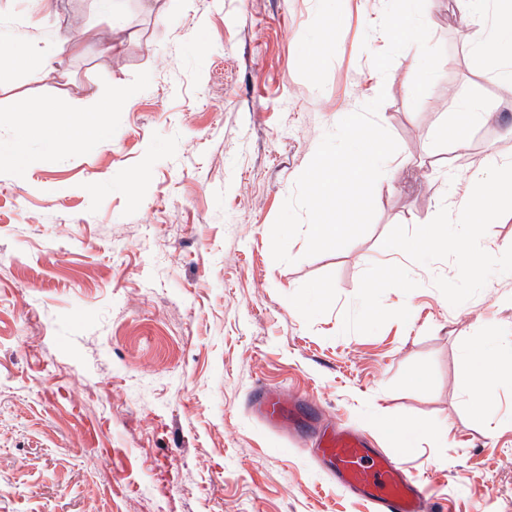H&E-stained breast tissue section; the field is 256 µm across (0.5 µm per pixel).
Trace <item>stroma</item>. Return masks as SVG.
Segmentation results:
<instances>
[{
	"instance_id": "35a3bbf8",
	"label": "stroma",
	"mask_w": 512,
	"mask_h": 512,
	"mask_svg": "<svg viewBox=\"0 0 512 512\" xmlns=\"http://www.w3.org/2000/svg\"><path fill=\"white\" fill-rule=\"evenodd\" d=\"M63 3L62 21L26 28L36 0H0V143L26 101L88 114L141 93L100 146L35 138L33 170L0 159V512H369L302 450L323 425L426 478L444 512H512V383L482 425L463 362L512 345V275L459 278L454 257L393 251L468 192L449 170L492 146L512 156V87L471 52L455 0H437L433 77L413 95L388 30L398 0H336L338 25L319 0H158L162 23L124 0L114 51L94 0ZM13 24L56 73L7 65ZM381 92L402 170L378 180L369 230L312 257L297 236L293 263L275 262L296 179ZM461 96L493 117L459 146ZM259 384L303 423L259 420ZM140 93V89L133 87L127 90V92L121 97H113L103 100L96 111L98 116L106 118L107 113L111 112H125L128 111L135 103Z\"/></svg>"
}]
</instances>
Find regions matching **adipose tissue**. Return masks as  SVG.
<instances>
[{
  "label": "adipose tissue",
  "instance_id": "obj_1",
  "mask_svg": "<svg viewBox=\"0 0 512 512\" xmlns=\"http://www.w3.org/2000/svg\"><path fill=\"white\" fill-rule=\"evenodd\" d=\"M459 20L468 30L472 51L485 61L496 78L512 86V0H456ZM435 6L434 0H400V11L406 16L407 28L397 31L396 45L407 50L416 70L428 66L425 31L428 18ZM104 126L86 132L82 118H66L53 104L38 102L25 104L18 112L15 136L0 156L14 165L29 168L33 159L28 152L31 138H41L52 147L72 149L90 148L97 136L106 134ZM465 178L471 187L469 193L457 197L453 204L449 232H429L397 246L401 255L428 250L440 256L456 259L459 276L480 275L485 279L498 277L500 268L476 269L472 259L492 253L491 244L478 237L474 228L487 224L498 215L504 192L512 186V159L502 158L496 172L478 165L468 169ZM464 362L472 376V403L474 417L483 420L492 404L496 388L512 381V346L487 348L478 346L468 351Z\"/></svg>",
  "mask_w": 512,
  "mask_h": 512
}]
</instances>
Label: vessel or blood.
I'll use <instances>...</instances> for the list:
<instances>
[{
	"label": "vessel or blood",
	"mask_w": 512,
	"mask_h": 512,
	"mask_svg": "<svg viewBox=\"0 0 512 512\" xmlns=\"http://www.w3.org/2000/svg\"><path fill=\"white\" fill-rule=\"evenodd\" d=\"M251 403L273 425L292 421L296 415L294 405L263 385L254 389ZM309 442L337 484L362 496L371 512H425V485L359 435L332 429L311 435Z\"/></svg>",
	"instance_id": "b4317fda"
}]
</instances>
